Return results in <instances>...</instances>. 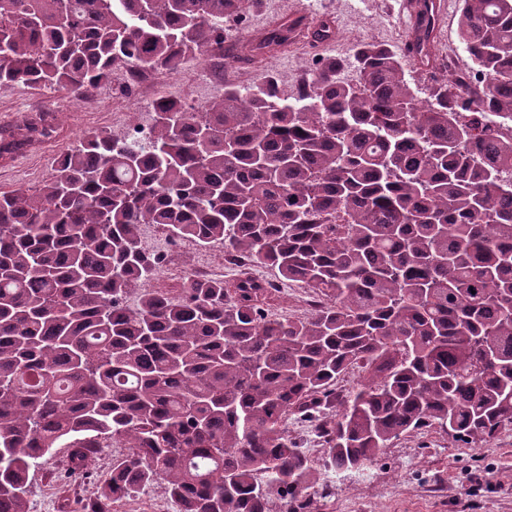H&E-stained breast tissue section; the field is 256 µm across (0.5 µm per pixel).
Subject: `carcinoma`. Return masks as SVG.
Segmentation results:
<instances>
[{"label": "carcinoma", "instance_id": "1", "mask_svg": "<svg viewBox=\"0 0 512 512\" xmlns=\"http://www.w3.org/2000/svg\"><path fill=\"white\" fill-rule=\"evenodd\" d=\"M244 0H0V84L87 100L123 70L232 65ZM284 16L249 44L297 38ZM465 71L420 103L400 57L368 43L356 77L326 60L295 97L266 73L205 104L160 96L151 134L88 132L37 188L0 189V512H27L55 448L72 475L101 441L128 453L81 512L157 482L178 512L310 504L312 424L339 471L413 430L476 448L512 427V0H462ZM421 20L414 57L434 59ZM485 80L460 101L469 76ZM56 133L49 107L0 127L9 160ZM239 258L231 280L138 288L161 256L145 225ZM320 296L272 319L277 286ZM139 292L131 308L127 296ZM358 368V387L336 382ZM251 271L261 279L272 281L281 290V299L270 308V315L293 319L302 317L307 312L302 303V298L306 295V292L301 286L282 279L277 269L264 263H254L251 266Z\"/></svg>", "mask_w": 512, "mask_h": 512}]
</instances>
